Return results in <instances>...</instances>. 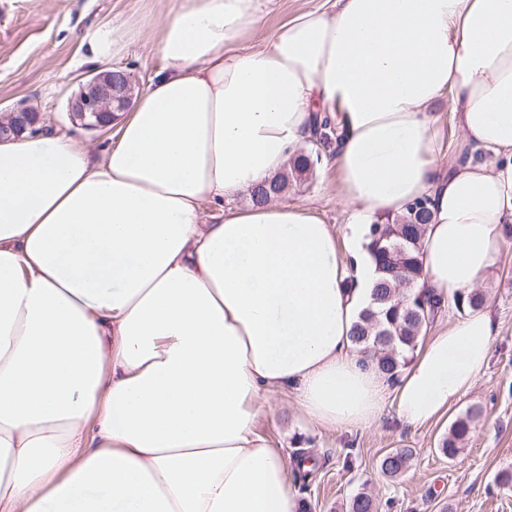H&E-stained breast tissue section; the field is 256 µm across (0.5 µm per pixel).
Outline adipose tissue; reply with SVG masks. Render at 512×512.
Wrapping results in <instances>:
<instances>
[{
    "label": "adipose tissue",
    "instance_id": "adipose-tissue-1",
    "mask_svg": "<svg viewBox=\"0 0 512 512\" xmlns=\"http://www.w3.org/2000/svg\"><path fill=\"white\" fill-rule=\"evenodd\" d=\"M257 0H178L162 73L114 143L0 144V512H302L258 427L292 391L329 430L394 401L423 426L471 389L495 328L438 330L395 393L351 333L370 227L425 197L419 290L480 284L512 234V0H332L236 49ZM447 100L461 137L441 165ZM335 126L344 235L306 206H237Z\"/></svg>",
    "mask_w": 512,
    "mask_h": 512
}]
</instances>
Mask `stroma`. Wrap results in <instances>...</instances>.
I'll return each mask as SVG.
<instances>
[{"label":"stroma","instance_id":"1","mask_svg":"<svg viewBox=\"0 0 512 512\" xmlns=\"http://www.w3.org/2000/svg\"><path fill=\"white\" fill-rule=\"evenodd\" d=\"M324 0H259L260 21L241 39V47L261 46L268 32L303 9ZM175 0H0V113L36 108L47 127L73 131L68 101L78 91L90 65L82 38L104 27L122 30L121 49L112 68L130 74L144 90L163 67L151 31L158 14ZM283 200L312 207L325 223L344 234L349 208L336 195V173L317 165L306 180L289 186ZM484 307L497 327L490 360L475 385L446 414L426 426L399 421L394 403L369 428L347 432L323 430L300 416L292 392H279L263 405L261 431L281 444L290 457L313 455L316 467L299 483L300 499L310 512H342L356 493L365 491L379 512H512V484L496 475L512 471V239L496 267L484 278ZM482 415L455 459L441 453V442L455 417L470 406ZM412 451L409 468L385 476L379 462L389 450Z\"/></svg>","mask_w":512,"mask_h":512}]
</instances>
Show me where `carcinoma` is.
Here are the masks:
<instances>
[{
    "mask_svg": "<svg viewBox=\"0 0 512 512\" xmlns=\"http://www.w3.org/2000/svg\"><path fill=\"white\" fill-rule=\"evenodd\" d=\"M320 161L321 154L316 150L300 152L290 172L251 191L250 203L260 205L285 193L290 176H301ZM431 219L428 201L420 199L412 203L405 214L371 228L370 248L378 264L380 279L373 289L370 305L354 325L352 340L376 362L388 379L399 373L405 364L406 353L415 349L423 331L444 308L441 300L413 291L422 273L423 229ZM483 301V295L474 291L459 293L454 298L456 306L473 310L482 307ZM481 413L479 407L470 406L456 417L448 437L442 441L444 455L450 459L457 456L460 445L469 439L472 425ZM408 460L409 454L405 450L395 449L381 458L380 469L394 478L404 472ZM347 512H378V505L372 496L358 493L348 502Z\"/></svg>",
    "mask_w": 512,
    "mask_h": 512,
    "instance_id": "carcinoma-1",
    "label": "carcinoma"
}]
</instances>
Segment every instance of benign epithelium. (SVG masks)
<instances>
[{"mask_svg": "<svg viewBox=\"0 0 512 512\" xmlns=\"http://www.w3.org/2000/svg\"><path fill=\"white\" fill-rule=\"evenodd\" d=\"M135 85L123 70L108 69L90 75L78 93L69 101V119L86 130H102L114 118V113L129 106ZM42 118L33 107H19L0 119V142L10 141L29 131H42Z\"/></svg>", "mask_w": 512, "mask_h": 512, "instance_id": "benign-epithelium-1", "label": "benign epithelium"}]
</instances>
